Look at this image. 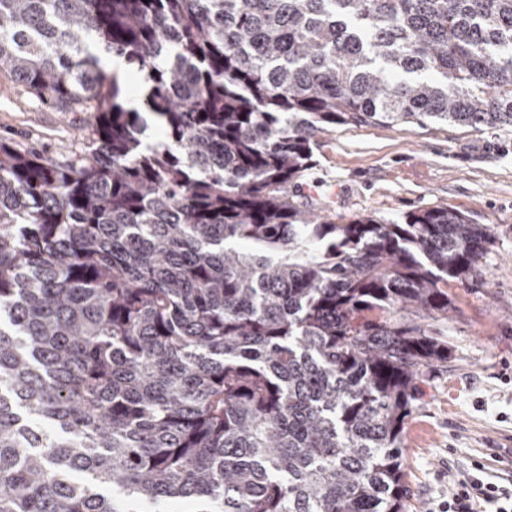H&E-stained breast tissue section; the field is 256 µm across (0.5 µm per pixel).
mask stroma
<instances>
[{
    "mask_svg": "<svg viewBox=\"0 0 512 512\" xmlns=\"http://www.w3.org/2000/svg\"><path fill=\"white\" fill-rule=\"evenodd\" d=\"M95 124V113L55 111L0 74V139L63 158ZM297 192L339 218L444 207L492 229L484 285L449 287L448 366L427 373L406 425L405 510L438 512L477 463L483 480L512 487V128L339 125L318 137Z\"/></svg>",
    "mask_w": 512,
    "mask_h": 512,
    "instance_id": "obj_1",
    "label": "stroma"
}]
</instances>
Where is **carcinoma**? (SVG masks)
I'll list each match as a JSON object with an SVG mask.
<instances>
[{
	"label": "carcinoma",
	"mask_w": 512,
	"mask_h": 512,
	"mask_svg": "<svg viewBox=\"0 0 512 512\" xmlns=\"http://www.w3.org/2000/svg\"><path fill=\"white\" fill-rule=\"evenodd\" d=\"M0 73L97 113L0 142V512H405L492 230L293 187L337 125L512 127V0H0Z\"/></svg>",
	"instance_id": "obj_1"
}]
</instances>
